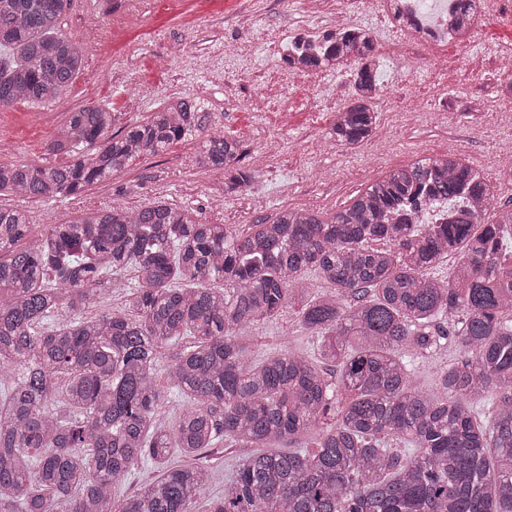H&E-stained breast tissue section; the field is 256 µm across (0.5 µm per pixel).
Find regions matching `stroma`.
<instances>
[{"label":"stroma","instance_id":"1","mask_svg":"<svg viewBox=\"0 0 512 512\" xmlns=\"http://www.w3.org/2000/svg\"><path fill=\"white\" fill-rule=\"evenodd\" d=\"M303 10L304 0H256L246 16L225 13L224 0H119L111 14L101 16L93 0H64L62 30L82 45L86 63L57 102L18 101L0 108V163H62L47 145L71 111L107 105L121 130L148 117L176 91L197 101L212 130L242 140V164L255 179L242 192L217 195L216 175L195 167L201 142L196 136L137 160L78 196L32 200L5 193L0 207L23 209L34 237L47 224L87 208L135 207L156 199L236 233L283 208L333 214L387 171L452 151L486 168L497 182L494 209H512V72L489 66L512 36L491 29L495 0H481L483 40L468 51L484 70L460 65L449 71L445 85L427 84L411 76L413 54L374 48L384 90L375 102L380 131L357 147L325 140L335 105L351 98L353 67L296 79L275 70L271 39L291 35ZM261 90L270 97L269 109H246L245 100ZM416 96L431 98L426 114L408 108ZM249 344L252 360L259 361L282 350L312 352L316 338L289 311L260 323ZM459 355L448 344L411 359L414 386L444 397L440 375Z\"/></svg>","mask_w":512,"mask_h":512}]
</instances>
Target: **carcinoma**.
Here are the masks:
<instances>
[{"instance_id": "cac0c4a2", "label": "carcinoma", "mask_w": 512, "mask_h": 512, "mask_svg": "<svg viewBox=\"0 0 512 512\" xmlns=\"http://www.w3.org/2000/svg\"><path fill=\"white\" fill-rule=\"evenodd\" d=\"M478 2L454 0L455 35ZM63 7L0 0V108L52 104L83 67L81 45L60 29ZM348 58L360 66L328 139L359 146L379 123L369 33L340 28L288 64L309 73ZM113 121L100 104L70 113L47 147L68 162L0 164V193L76 195L205 128L187 95L120 133ZM243 154L241 140L211 132L196 166L240 192L254 179ZM492 196L484 172L450 153L389 171L329 217L288 208L236 234L156 200L50 224L23 246L25 212L0 207V372L16 371L0 380V512H196L207 450L295 443L317 426L312 452L245 459L207 512H512V241L500 228L512 209L486 219ZM438 200L456 206L447 223H409ZM451 254L444 281L433 271ZM128 271L125 306L86 316ZM310 271L333 291L310 295ZM220 277L224 287H211ZM296 304L315 356L249 363L244 333ZM61 310L69 322L51 324ZM447 343L462 356L438 400L413 386L404 355ZM164 360L183 399L169 426ZM489 394L498 403L485 425L471 403ZM175 451L194 463L170 466ZM145 462L162 469L157 480L114 499Z\"/></svg>"}]
</instances>
